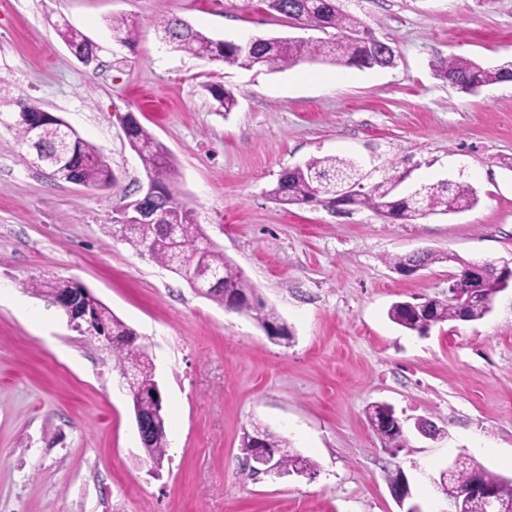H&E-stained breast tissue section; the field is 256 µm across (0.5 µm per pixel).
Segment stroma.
Instances as JSON below:
<instances>
[{
	"label": "stroma",
	"mask_w": 512,
	"mask_h": 512,
	"mask_svg": "<svg viewBox=\"0 0 512 512\" xmlns=\"http://www.w3.org/2000/svg\"><path fill=\"white\" fill-rule=\"evenodd\" d=\"M395 49L392 66L304 62L280 72L217 67L163 44L177 16L215 39L323 40L262 0H0V79L143 180L122 129L134 113L166 148L206 236L288 323L273 340L178 274L112 239V195L56 181L0 125V512H401L404 472L421 512H446L440 474L460 456L512 478V286L479 321L427 334L392 323L398 300L444 299L451 264L403 274L415 251L512 262V86L469 94L438 78L437 56L512 57V0H340ZM138 21L123 46L108 21ZM68 23L98 47L84 66L58 36ZM352 81H345V73ZM219 79L238 105L216 111ZM338 156L365 171L396 164L403 189L470 185L477 204L393 224L368 209L281 206L280 174ZM78 280L141 337L169 439L160 477L144 461L111 354L31 294L30 279ZM384 402L397 443L367 419ZM433 421L436 438L418 420ZM287 440L315 475H251L245 435Z\"/></svg>",
	"instance_id": "obj_1"
}]
</instances>
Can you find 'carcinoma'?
<instances>
[{"label": "carcinoma", "instance_id": "1", "mask_svg": "<svg viewBox=\"0 0 512 512\" xmlns=\"http://www.w3.org/2000/svg\"><path fill=\"white\" fill-rule=\"evenodd\" d=\"M267 7L290 19H305L311 25L326 30H335L330 41H312L295 38L259 37L252 46L243 50L232 43L214 40L186 24L174 15H163L155 21V27L163 42L176 51L196 57L210 55L229 66L251 69L255 66L271 72L283 71L301 62L323 60L338 66L364 68H386L393 64L394 57L378 51L384 42L378 40L358 17L343 11L336 0H264ZM110 27L118 41L129 45L136 40L138 24L125 17H114ZM62 41L87 53L95 52V46L86 41V35L67 23L56 27ZM436 75L459 90L470 93L476 86L485 87L512 80V60L488 67L473 60L448 56L438 57L434 62ZM205 90L217 103V108L230 112L237 104L234 94L219 82L205 86ZM130 148L139 156L146 176L157 186L158 192L148 202V208L156 215L139 224L122 226L113 223L108 227L112 238L129 245L137 252L148 245L154 246L151 257L161 266L183 277L189 286L206 284L216 278L222 284L207 298L224 304V294H233L240 299L241 312L256 321L272 339L286 340L290 336L287 324L276 310L266 304L254 285L240 268L224 256V252L204 243L206 235L198 224L194 209L180 197L177 174L165 147L156 140L152 132L129 116L125 133ZM399 175L398 168L391 166L382 170L380 177L367 189L345 202L347 207L366 208L391 221L408 223L431 214H448L473 207L478 202L472 187L460 183L438 182L424 187L418 201L389 194L391 183ZM360 169L350 160L333 156L312 158L302 166L285 170L276 186L270 190L272 198L289 205L316 204L328 208L336 203V190L344 182L361 179ZM59 179L86 186L106 185L112 190L116 201H124L128 188L113 171L103 151L75 134L68 144L66 163ZM448 256L436 253L404 255L390 258L397 271L413 264L422 265L445 262ZM509 277L488 274L484 285L478 289L476 298L467 309L466 320L478 321L490 311L494 297L508 287ZM28 287L44 300L52 303L75 287L72 278L50 280L32 279ZM430 316L411 308L406 301L390 307L389 319L410 331H421L420 325L427 319L431 324L456 321L460 312L456 306L433 299ZM96 313L97 331L87 336L92 343L104 344L103 337L112 338L106 349L112 353L115 365L131 373L136 390L143 394L137 409L145 414L153 412V402L148 400L159 388L155 379L152 359L144 348H130L123 344L135 331L116 316L106 305L97 301L92 304ZM267 447L273 449L275 461L282 473L312 474L316 465L309 459L290 449L284 439L268 437ZM168 448L167 437L162 434L144 448L152 464L161 466ZM471 464L465 458L455 461L449 483L455 488L467 486L471 481ZM483 482L491 487L502 507L512 509V479L483 470Z\"/></svg>", "mask_w": 512, "mask_h": 512}]
</instances>
